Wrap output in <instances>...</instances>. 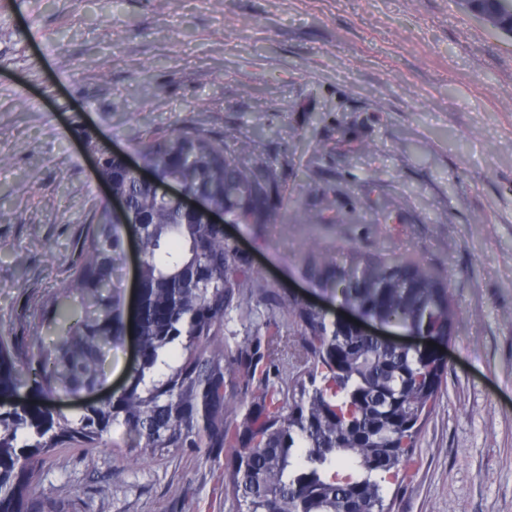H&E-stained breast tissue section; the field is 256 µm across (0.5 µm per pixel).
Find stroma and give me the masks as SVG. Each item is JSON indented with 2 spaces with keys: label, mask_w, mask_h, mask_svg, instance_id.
Returning a JSON list of instances; mask_svg holds the SVG:
<instances>
[{
  "label": "stroma",
  "mask_w": 512,
  "mask_h": 512,
  "mask_svg": "<svg viewBox=\"0 0 512 512\" xmlns=\"http://www.w3.org/2000/svg\"><path fill=\"white\" fill-rule=\"evenodd\" d=\"M251 141L286 226L228 224L264 280L339 306L305 249L421 257L458 320L448 375L393 512H512V39L456 0H0V336L49 334L105 189L83 147L146 131ZM335 212L310 224L323 195ZM234 454L135 461L104 441L55 451V512H237ZM94 457L95 468L85 460Z\"/></svg>",
  "instance_id": "obj_1"
}]
</instances>
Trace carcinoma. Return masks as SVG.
I'll use <instances>...</instances> for the list:
<instances>
[{"label":"carcinoma","mask_w":512,"mask_h":512,"mask_svg":"<svg viewBox=\"0 0 512 512\" xmlns=\"http://www.w3.org/2000/svg\"><path fill=\"white\" fill-rule=\"evenodd\" d=\"M139 155L234 224L285 223L277 174L247 142L231 149L198 131H149ZM102 174L144 219L138 305L125 319L123 225L109 223L101 207L77 243L66 287L48 302L59 333L49 342L34 335L20 357L0 338V391L30 385L48 398L100 387L128 327L137 364L119 394L77 416L38 406L0 414V512H50L32 491L54 451L95 446L118 428L112 447L138 460L235 449L224 489L238 512H354L357 487L361 512H392L387 485L406 477L447 365L343 332L264 283L221 228L159 199L120 160H107ZM306 260L344 304L450 338L456 309L448 280L424 261L319 245L308 247ZM235 314L244 334L229 347L224 332ZM283 319L304 358L286 394L271 379L286 347ZM235 384L243 393L237 405L228 394Z\"/></svg>","instance_id":"cac0c4a2"}]
</instances>
